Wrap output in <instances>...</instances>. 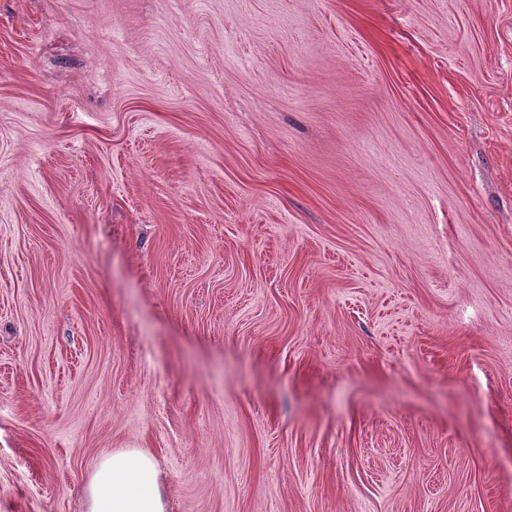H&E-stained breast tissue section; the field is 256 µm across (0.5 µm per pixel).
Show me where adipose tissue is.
Masks as SVG:
<instances>
[{
  "label": "adipose tissue",
  "mask_w": 512,
  "mask_h": 512,
  "mask_svg": "<svg viewBox=\"0 0 512 512\" xmlns=\"http://www.w3.org/2000/svg\"><path fill=\"white\" fill-rule=\"evenodd\" d=\"M85 512H168L153 456L138 448L102 456L85 485Z\"/></svg>",
  "instance_id": "obj_1"
}]
</instances>
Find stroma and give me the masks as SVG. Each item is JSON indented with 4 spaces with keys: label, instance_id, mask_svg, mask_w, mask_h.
Instances as JSON below:
<instances>
[{
    "label": "stroma",
    "instance_id": "stroma-1",
    "mask_svg": "<svg viewBox=\"0 0 512 512\" xmlns=\"http://www.w3.org/2000/svg\"><path fill=\"white\" fill-rule=\"evenodd\" d=\"M120 448L512 512V0H0V512Z\"/></svg>",
    "mask_w": 512,
    "mask_h": 512
}]
</instances>
